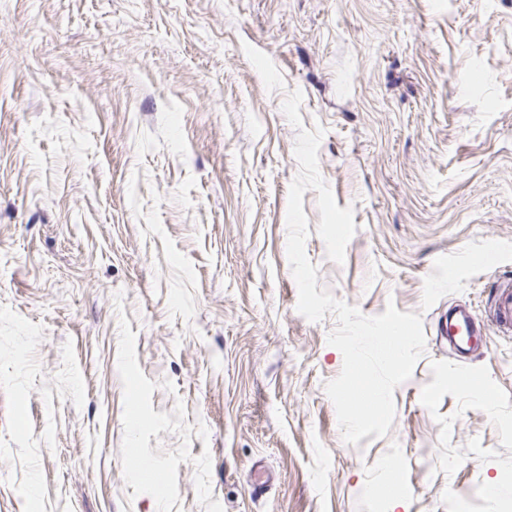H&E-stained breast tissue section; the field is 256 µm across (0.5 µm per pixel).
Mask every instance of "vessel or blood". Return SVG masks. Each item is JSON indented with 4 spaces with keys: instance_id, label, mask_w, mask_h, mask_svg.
Here are the masks:
<instances>
[{
    "instance_id": "vessel-or-blood-1",
    "label": "vessel or blood",
    "mask_w": 512,
    "mask_h": 512,
    "mask_svg": "<svg viewBox=\"0 0 512 512\" xmlns=\"http://www.w3.org/2000/svg\"><path fill=\"white\" fill-rule=\"evenodd\" d=\"M489 326L500 335H512L511 277L495 284L485 317H478L468 308L449 313L447 318L439 321L438 334L447 337L456 350L469 351L479 345Z\"/></svg>"
}]
</instances>
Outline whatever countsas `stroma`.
<instances>
[{
  "label": "stroma",
  "mask_w": 512,
  "mask_h": 512,
  "mask_svg": "<svg viewBox=\"0 0 512 512\" xmlns=\"http://www.w3.org/2000/svg\"><path fill=\"white\" fill-rule=\"evenodd\" d=\"M296 89L356 225L330 261L305 192L319 286L426 338L355 446ZM507 276L512 0H0V512H512V337L437 334Z\"/></svg>",
  "instance_id": "1"
}]
</instances>
